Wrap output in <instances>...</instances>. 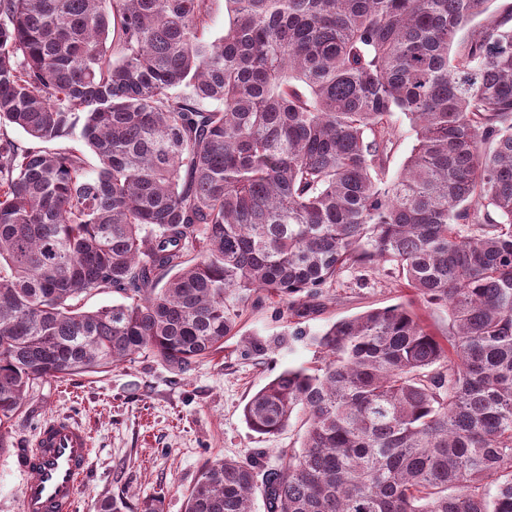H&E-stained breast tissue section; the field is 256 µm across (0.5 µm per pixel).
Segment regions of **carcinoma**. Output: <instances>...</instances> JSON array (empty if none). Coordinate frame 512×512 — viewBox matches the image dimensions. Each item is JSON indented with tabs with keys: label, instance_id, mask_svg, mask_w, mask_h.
Instances as JSON below:
<instances>
[{
	"label": "carcinoma",
	"instance_id": "obj_1",
	"mask_svg": "<svg viewBox=\"0 0 512 512\" xmlns=\"http://www.w3.org/2000/svg\"><path fill=\"white\" fill-rule=\"evenodd\" d=\"M214 2L0 0V123L32 141L0 139V449L40 381L185 373L248 306L302 320L388 262L446 330L399 303L313 336L243 409L300 446L205 465L186 512H512V12L224 0L206 40ZM392 119L396 130V146L388 163V179H391L402 166L415 142V134L408 119L400 112H396Z\"/></svg>",
	"mask_w": 512,
	"mask_h": 512
}]
</instances>
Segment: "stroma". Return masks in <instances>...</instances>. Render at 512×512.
Returning <instances> with one entry per match:
<instances>
[{"mask_svg":"<svg viewBox=\"0 0 512 512\" xmlns=\"http://www.w3.org/2000/svg\"><path fill=\"white\" fill-rule=\"evenodd\" d=\"M328 295L318 313L299 323L282 303L248 308L223 352L181 375L142 356L106 372L34 385L9 448L0 450V512H20L17 455L32 446L39 424L56 416L75 418L91 433L92 469L77 512H95L96 502L109 496L123 497L126 512H141L154 496L161 497L163 512H185L186 496L206 463L259 456L264 465H275L280 451L295 446L298 429L258 438L243 408L280 371L311 364L313 348L291 337V330L315 334L337 319L412 297L379 265L345 270ZM250 339L261 341L262 350L247 348Z\"/></svg>","mask_w":512,"mask_h":512,"instance_id":"stroma-1","label":"stroma"}]
</instances>
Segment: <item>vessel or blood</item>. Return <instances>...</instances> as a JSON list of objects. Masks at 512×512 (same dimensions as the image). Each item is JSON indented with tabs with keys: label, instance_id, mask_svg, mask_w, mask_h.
Masks as SVG:
<instances>
[{
	"label": "vessel or blood",
	"instance_id": "b4317fda",
	"mask_svg": "<svg viewBox=\"0 0 512 512\" xmlns=\"http://www.w3.org/2000/svg\"><path fill=\"white\" fill-rule=\"evenodd\" d=\"M91 468V440L77 420L43 422L34 448L18 455L20 512H75L80 486Z\"/></svg>",
	"mask_w": 512,
	"mask_h": 512
}]
</instances>
